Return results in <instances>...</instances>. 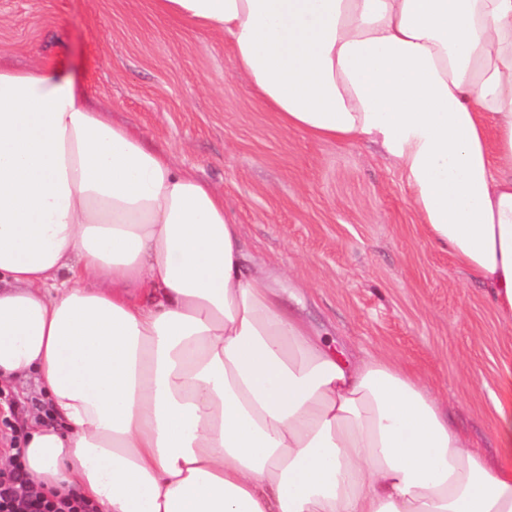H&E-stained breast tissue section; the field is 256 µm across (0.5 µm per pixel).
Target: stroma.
Wrapping results in <instances>:
<instances>
[{
    "label": "stroma",
    "instance_id": "obj_1",
    "mask_svg": "<svg viewBox=\"0 0 512 512\" xmlns=\"http://www.w3.org/2000/svg\"><path fill=\"white\" fill-rule=\"evenodd\" d=\"M74 72L94 105L224 194L246 266L348 351L421 375L451 421L496 458L494 401L512 331L428 239L397 171L367 143L283 129L223 37L147 0H0V61Z\"/></svg>",
    "mask_w": 512,
    "mask_h": 512
}]
</instances>
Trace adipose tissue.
Returning a JSON list of instances; mask_svg holds the SVG:
<instances>
[{"label":"adipose tissue","mask_w":512,"mask_h":512,"mask_svg":"<svg viewBox=\"0 0 512 512\" xmlns=\"http://www.w3.org/2000/svg\"><path fill=\"white\" fill-rule=\"evenodd\" d=\"M220 36L280 124L378 145L433 245L512 327V0H149ZM221 191L0 64V388L25 478L94 512H512L498 457L386 353L337 351L251 270Z\"/></svg>","instance_id":"1"}]
</instances>
